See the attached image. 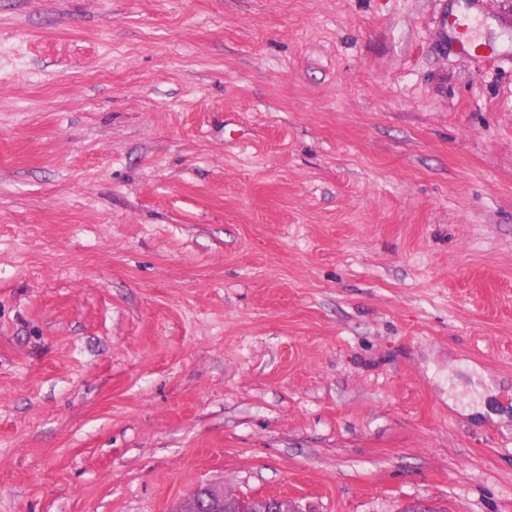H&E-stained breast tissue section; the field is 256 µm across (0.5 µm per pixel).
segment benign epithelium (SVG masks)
<instances>
[{"instance_id": "obj_1", "label": "benign epithelium", "mask_w": 512, "mask_h": 512, "mask_svg": "<svg viewBox=\"0 0 512 512\" xmlns=\"http://www.w3.org/2000/svg\"><path fill=\"white\" fill-rule=\"evenodd\" d=\"M175 512H299V507L286 495L231 497L224 486L206 483Z\"/></svg>"}]
</instances>
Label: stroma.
I'll list each match as a JSON object with an SVG mask.
<instances>
[{
  "instance_id": "obj_1",
  "label": "stroma",
  "mask_w": 512,
  "mask_h": 512,
  "mask_svg": "<svg viewBox=\"0 0 512 512\" xmlns=\"http://www.w3.org/2000/svg\"><path fill=\"white\" fill-rule=\"evenodd\" d=\"M206 481L512 512V0H0V512ZM473 23L474 19L469 15L454 14L451 16L450 27L457 34L458 48L463 54L469 55L476 47L470 36Z\"/></svg>"
}]
</instances>
